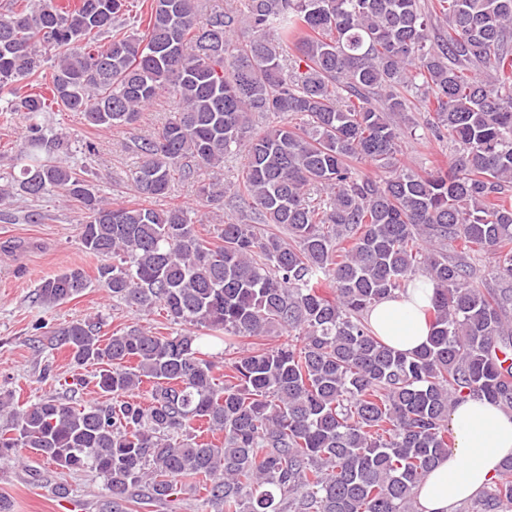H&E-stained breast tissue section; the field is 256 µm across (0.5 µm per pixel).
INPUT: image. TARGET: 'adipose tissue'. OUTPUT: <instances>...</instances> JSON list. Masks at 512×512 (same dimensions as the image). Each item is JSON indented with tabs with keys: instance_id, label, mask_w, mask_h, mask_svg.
Returning a JSON list of instances; mask_svg holds the SVG:
<instances>
[{
	"instance_id": "obj_1",
	"label": "adipose tissue",
	"mask_w": 512,
	"mask_h": 512,
	"mask_svg": "<svg viewBox=\"0 0 512 512\" xmlns=\"http://www.w3.org/2000/svg\"><path fill=\"white\" fill-rule=\"evenodd\" d=\"M432 296V284L416 280L405 291L371 306L366 317L386 343L411 352L428 341L424 310ZM449 420L455 444L418 483V512H455L488 487L512 458V410L469 397L452 409Z\"/></svg>"
}]
</instances>
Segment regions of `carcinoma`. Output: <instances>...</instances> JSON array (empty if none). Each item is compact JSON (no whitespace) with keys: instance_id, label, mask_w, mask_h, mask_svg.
Here are the masks:
<instances>
[{"instance_id":"carcinoma-1","label":"carcinoma","mask_w":512,"mask_h":512,"mask_svg":"<svg viewBox=\"0 0 512 512\" xmlns=\"http://www.w3.org/2000/svg\"><path fill=\"white\" fill-rule=\"evenodd\" d=\"M435 2L244 0L205 17L201 0H151L132 33L117 30L126 0L0 13V112L28 120L0 202H78L98 284L186 326L103 340L86 318L51 331L50 348L98 367L102 400L0 397V461L30 450L96 474L101 512L167 501L188 478L207 486L206 512H414L415 487L453 447L450 409L466 397L512 408V0ZM30 79L47 93H20ZM163 94L169 118L126 145L139 160L130 205L108 202L41 122L56 104L101 130L130 126ZM414 112L454 147L449 168L401 158ZM270 116L285 122L256 130ZM241 149V180L199 189L205 206L229 196L243 211L213 240L187 208L151 207ZM478 252L495 258L487 278ZM419 276L434 284L431 332L407 354L366 312ZM88 287L72 267L37 300ZM274 332L288 341L239 349ZM204 335L228 360L202 352ZM472 512H512V459Z\"/></svg>"}]
</instances>
